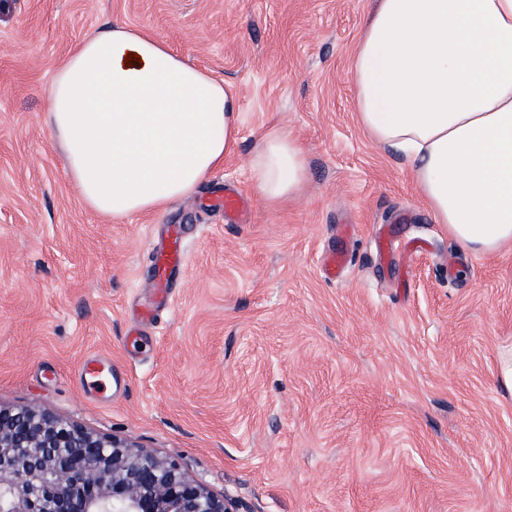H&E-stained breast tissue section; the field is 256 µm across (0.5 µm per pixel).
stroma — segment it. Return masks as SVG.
<instances>
[{"mask_svg":"<svg viewBox=\"0 0 512 512\" xmlns=\"http://www.w3.org/2000/svg\"><path fill=\"white\" fill-rule=\"evenodd\" d=\"M370 0H0V405L174 460L242 512H512V248L464 250L401 158L360 128L349 78ZM122 22L238 92L240 140L198 191L102 216L45 125L75 42ZM298 135L305 192L268 208L248 164ZM251 201L228 224L207 197ZM188 253L127 335L152 250ZM416 242L379 259L378 232ZM349 263L331 280L330 252ZM101 357L110 388L78 379Z\"/></svg>","mask_w":512,"mask_h":512,"instance_id":"stroma-1","label":"stroma"}]
</instances>
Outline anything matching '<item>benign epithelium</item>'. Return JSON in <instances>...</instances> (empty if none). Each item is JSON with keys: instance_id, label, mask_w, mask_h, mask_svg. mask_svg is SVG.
Segmentation results:
<instances>
[{"instance_id": "7a95c632", "label": "benign epithelium", "mask_w": 512, "mask_h": 512, "mask_svg": "<svg viewBox=\"0 0 512 512\" xmlns=\"http://www.w3.org/2000/svg\"><path fill=\"white\" fill-rule=\"evenodd\" d=\"M0 512H237L181 466L32 408L0 407Z\"/></svg>"}]
</instances>
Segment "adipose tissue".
Here are the masks:
<instances>
[{
	"label": "adipose tissue",
	"mask_w": 512,
	"mask_h": 512,
	"mask_svg": "<svg viewBox=\"0 0 512 512\" xmlns=\"http://www.w3.org/2000/svg\"><path fill=\"white\" fill-rule=\"evenodd\" d=\"M349 75L360 126L404 158L434 222L474 253L511 247L512 0H373ZM237 100L162 39L115 23L57 68L47 127L83 202L127 216L194 194L223 165ZM249 166L273 209L307 183L283 124L255 139Z\"/></svg>",
	"instance_id": "ef3b65f1"
}]
</instances>
